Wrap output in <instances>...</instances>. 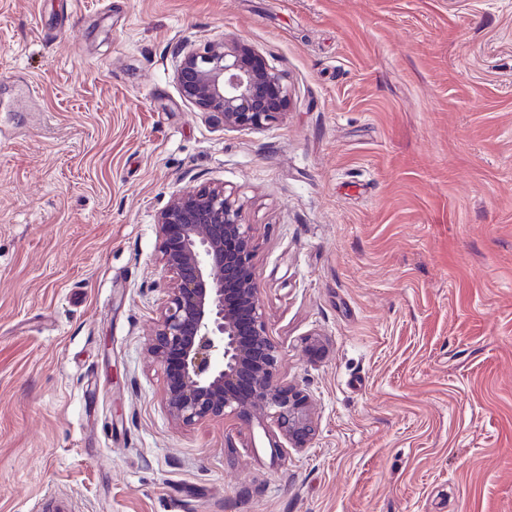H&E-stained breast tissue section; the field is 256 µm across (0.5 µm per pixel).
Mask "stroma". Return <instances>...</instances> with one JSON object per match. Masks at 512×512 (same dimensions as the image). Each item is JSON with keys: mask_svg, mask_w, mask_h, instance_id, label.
Returning a JSON list of instances; mask_svg holds the SVG:
<instances>
[{"mask_svg": "<svg viewBox=\"0 0 512 512\" xmlns=\"http://www.w3.org/2000/svg\"><path fill=\"white\" fill-rule=\"evenodd\" d=\"M244 39L225 128L181 46ZM234 191L307 448L190 428L149 350L156 218ZM512 512V0H0V512ZM176 69L185 99L218 114L225 128L262 131L288 109V87L280 72L249 44L221 36L190 46Z\"/></svg>", "mask_w": 512, "mask_h": 512, "instance_id": "35a3bbf8", "label": "stroma"}]
</instances>
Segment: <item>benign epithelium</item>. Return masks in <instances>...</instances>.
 Returning a JSON list of instances; mask_svg holds the SVG:
<instances>
[{"instance_id": "1", "label": "benign epithelium", "mask_w": 512, "mask_h": 512, "mask_svg": "<svg viewBox=\"0 0 512 512\" xmlns=\"http://www.w3.org/2000/svg\"><path fill=\"white\" fill-rule=\"evenodd\" d=\"M176 80L185 99L228 129L262 131L288 109L281 73L237 38L183 50ZM156 224L172 278L150 348L165 369L169 417L191 427L256 416L271 420L290 447H306L315 411L278 375L280 348L268 334L255 245L234 193L222 182L177 189Z\"/></svg>"}]
</instances>
